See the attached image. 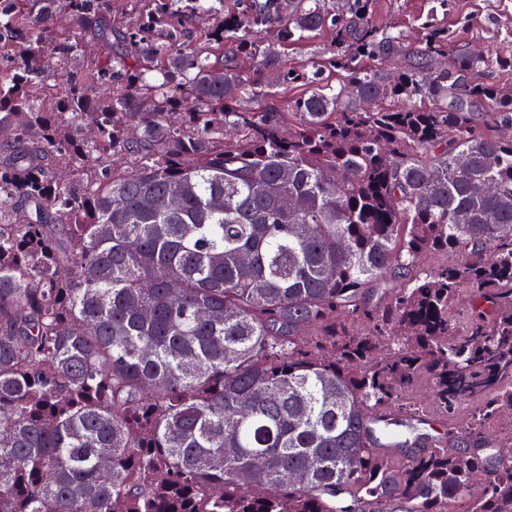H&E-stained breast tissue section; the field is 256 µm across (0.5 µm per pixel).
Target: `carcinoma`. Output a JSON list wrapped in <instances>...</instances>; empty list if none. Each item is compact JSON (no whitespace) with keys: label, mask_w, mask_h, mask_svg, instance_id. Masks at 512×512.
Returning a JSON list of instances; mask_svg holds the SVG:
<instances>
[{"label":"carcinoma","mask_w":512,"mask_h":512,"mask_svg":"<svg viewBox=\"0 0 512 512\" xmlns=\"http://www.w3.org/2000/svg\"><path fill=\"white\" fill-rule=\"evenodd\" d=\"M126 6L0 0V512H512V57Z\"/></svg>","instance_id":"obj_1"}]
</instances>
